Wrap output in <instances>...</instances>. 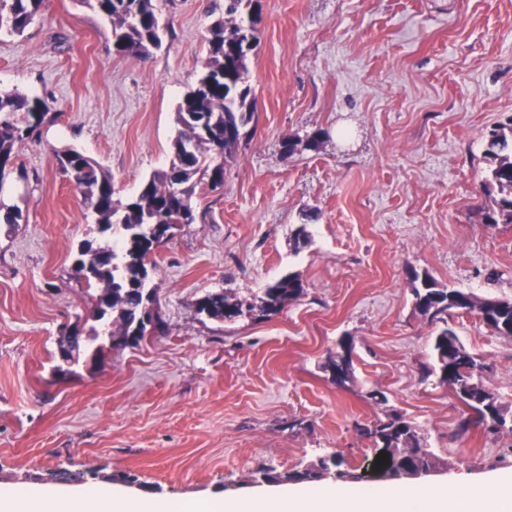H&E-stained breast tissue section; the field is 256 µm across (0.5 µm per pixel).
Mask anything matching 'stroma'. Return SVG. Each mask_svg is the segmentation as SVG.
Segmentation results:
<instances>
[{"instance_id":"obj_1","label":"stroma","mask_w":512,"mask_h":512,"mask_svg":"<svg viewBox=\"0 0 512 512\" xmlns=\"http://www.w3.org/2000/svg\"><path fill=\"white\" fill-rule=\"evenodd\" d=\"M154 4L165 29L145 58L116 53L83 0H44L23 34L0 28V90L49 105L0 178V205L23 215L0 223V485L92 469L158 498L245 497L259 468L338 457L374 471L380 450L363 430L394 411L436 458L431 481L511 473L512 435H457L463 407L426 372L438 326L412 290L426 273L512 299V224L485 223L499 194L481 186L487 133L512 115V0H258L255 119L223 189L198 184L196 223L154 253L163 333L116 345L73 271L99 234L57 155L97 160L120 199L170 165L177 105L224 0ZM288 275L304 292L269 318L195 309L209 292L259 299ZM447 321L512 411V337L474 313ZM74 327L82 345L65 364L59 340ZM343 339L353 377L340 386L328 358Z\"/></svg>"}]
</instances>
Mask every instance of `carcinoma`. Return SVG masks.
I'll list each match as a JSON object with an SVG mask.
<instances>
[{
  "label": "carcinoma",
  "instance_id": "obj_1",
  "mask_svg": "<svg viewBox=\"0 0 512 512\" xmlns=\"http://www.w3.org/2000/svg\"><path fill=\"white\" fill-rule=\"evenodd\" d=\"M107 16L117 32L116 51L146 57L151 47H159L156 33V6L153 0H84ZM252 0H224V18L210 28L207 57L196 84L177 108L178 135L173 143L174 158L168 170L144 181L139 191L125 199L114 198L112 177L93 158L69 149L59 157L64 173L75 183L85 209L95 216L99 233L117 227L122 231L120 251L109 243L97 246L84 242L74 264V272L93 290L96 318L109 320V337L116 344L134 335L145 309L150 276L157 270L153 254L159 242L151 227L159 219L165 224L196 220L191 197L198 175L214 180L224 164L212 163L209 152L225 159L233 156L242 130L255 114V99L245 84L247 52L242 42H257L256 27H245V11ZM43 0H0V17L7 16L10 30L21 34L39 12ZM48 104L38 97L16 92H0V174L17 155L25 140L43 122ZM487 172L483 187L498 189L502 196L496 209L485 215L487 224H512V117L488 132ZM415 308L426 317L440 311L475 312L486 315L494 333L512 336V300L479 299L461 290L440 288L424 274L415 276ZM303 294L296 275H288L264 290L260 301H249L220 292L195 300L196 311L210 319L236 322L242 317L266 318ZM435 363L427 372L437 373L450 385L465 419L473 427L493 433L512 434V415L485 386L487 364L469 352L448 326L435 336ZM363 434L386 451V465L380 467L384 479L414 477L433 468L429 453L420 447L413 426L393 414Z\"/></svg>",
  "mask_w": 512,
  "mask_h": 512
}]
</instances>
